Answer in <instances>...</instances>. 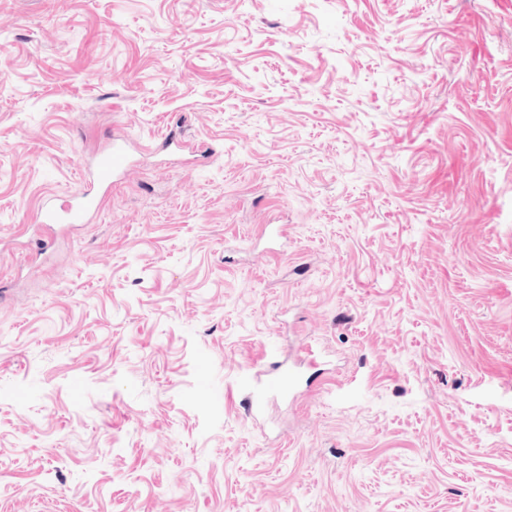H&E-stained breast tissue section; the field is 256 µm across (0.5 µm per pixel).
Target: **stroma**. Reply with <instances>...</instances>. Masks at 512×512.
<instances>
[{
  "label": "stroma",
  "mask_w": 512,
  "mask_h": 512,
  "mask_svg": "<svg viewBox=\"0 0 512 512\" xmlns=\"http://www.w3.org/2000/svg\"><path fill=\"white\" fill-rule=\"evenodd\" d=\"M236 507L512 512V0H0V512ZM128 161L125 144L113 140L112 148L95 162L89 175L99 185L112 184V178L127 165ZM100 199L90 191L73 201H65L60 205V212L53 208L44 212L41 223L53 224L59 219H65L72 224L85 222L99 207ZM295 375L291 369H282V365L271 363L268 370L257 373L247 387L248 413L254 417L263 405L270 391L287 392L293 388Z\"/></svg>",
  "instance_id": "stroma-1"
}]
</instances>
